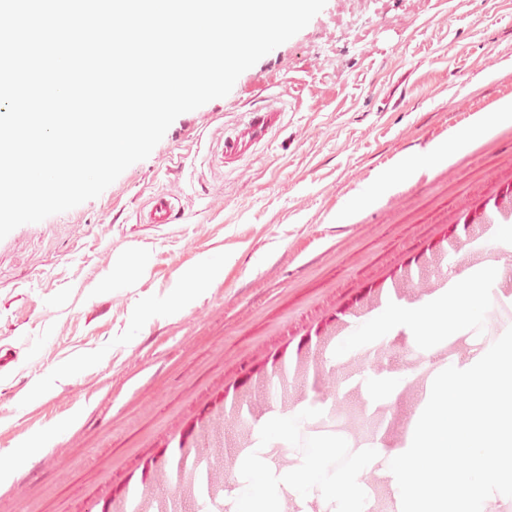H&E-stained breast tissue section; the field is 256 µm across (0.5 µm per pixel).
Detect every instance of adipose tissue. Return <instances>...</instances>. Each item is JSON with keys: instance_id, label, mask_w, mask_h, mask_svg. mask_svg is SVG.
<instances>
[{"instance_id": "ef3b65f1", "label": "adipose tissue", "mask_w": 512, "mask_h": 512, "mask_svg": "<svg viewBox=\"0 0 512 512\" xmlns=\"http://www.w3.org/2000/svg\"><path fill=\"white\" fill-rule=\"evenodd\" d=\"M512 122V102H500L493 111L482 114L463 132L450 142L434 147L433 153L441 160H448L455 154L467 149L470 144L484 136L494 125ZM224 270L223 255L202 256L196 268L188 273L176 275L170 296L165 303L166 309L186 307L195 295L208 283L222 275ZM488 281L487 274L476 273L470 277V288L461 291L456 288L448 290L426 302L425 306L406 309H391L381 317L364 322L353 334V341H360L367 336L381 333L393 334L404 327L412 328L423 341H431L430 333L425 332L422 322L425 311H433L439 318L440 325H448L475 316L483 302L482 293Z\"/></svg>"}]
</instances>
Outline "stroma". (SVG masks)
<instances>
[{
	"label": "stroma",
	"instance_id": "35a3bbf8",
	"mask_svg": "<svg viewBox=\"0 0 512 512\" xmlns=\"http://www.w3.org/2000/svg\"><path fill=\"white\" fill-rule=\"evenodd\" d=\"M349 7L327 0L101 195L0 240V346L17 352L0 376V468L14 472L0 512H103L134 488L142 512H160L180 440L214 448L224 431L233 463L217 512H236L257 468L277 512H385L398 487L388 463L424 388L444 360L473 365L512 327V245L481 220L512 190V125L448 164L431 158L512 101V0H371L352 33ZM271 97L288 102L281 127L238 170L215 165L220 133ZM407 158L412 175L337 223ZM160 191L180 196L182 215L139 223ZM217 251L222 276L189 307L159 312L175 274ZM117 254L142 268L101 287ZM466 266L491 275L477 318L433 346L401 331L339 353L389 298L420 302ZM71 361L82 364L73 378L34 398L47 369ZM383 379L400 389L374 398ZM235 399L250 412L223 424ZM303 407L293 434L260 426ZM37 434L40 457H18ZM311 440L319 459L306 457Z\"/></svg>",
	"mask_w": 512,
	"mask_h": 512
}]
</instances>
